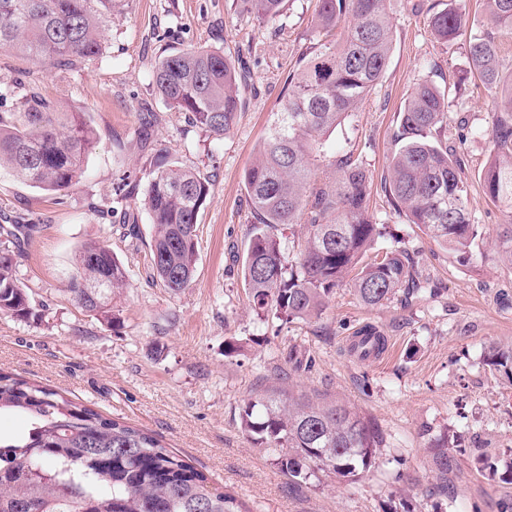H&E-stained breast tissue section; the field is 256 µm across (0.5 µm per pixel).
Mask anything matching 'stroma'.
Returning <instances> with one entry per match:
<instances>
[{
  "label": "stroma",
  "mask_w": 512,
  "mask_h": 512,
  "mask_svg": "<svg viewBox=\"0 0 512 512\" xmlns=\"http://www.w3.org/2000/svg\"><path fill=\"white\" fill-rule=\"evenodd\" d=\"M447 4L389 0L385 75L315 160L322 180L343 154L371 173L369 210L414 256L421 289L370 308L342 286L321 319L287 326L259 319L246 293L242 261L254 219L243 173L289 74L318 41V0H285L271 25L246 13L242 0H123L97 60L64 71L0 53V85L14 89L7 111L34 90L56 111L84 113L96 135L84 175L66 193H40L0 167V243L14 225H31L14 269L39 312L29 320L0 313V371L151 432L250 512H502L512 484L478 471L476 458L512 448V382L483 361L490 345L512 347V266L487 246L504 221L480 184L492 150L491 98L470 73L467 36L439 43L426 19L428 7ZM202 46L231 54L251 74L246 106L220 139L170 109L150 80L164 55ZM423 80L452 91L444 140L461 161L486 236L467 267L409 223L385 188L397 114ZM158 154L212 183L197 226L195 277L181 292L154 278L149 214L119 192L127 182L146 185ZM90 242L108 244L127 272L112 297L111 327L68 290L75 256ZM366 325L387 347L360 361L346 347ZM230 339L246 340L245 352L225 356ZM293 347L314 359L311 371L286 363ZM271 386L348 401L383 437L378 465L354 483L331 474L291 482L240 426L244 402ZM445 428L461 445L449 449L442 471L428 442Z\"/></svg>",
  "instance_id": "stroma-1"
}]
</instances>
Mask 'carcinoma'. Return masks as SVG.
<instances>
[{
    "mask_svg": "<svg viewBox=\"0 0 512 512\" xmlns=\"http://www.w3.org/2000/svg\"><path fill=\"white\" fill-rule=\"evenodd\" d=\"M261 23L277 20L283 0H243ZM118 0H0V51L60 68L102 55L104 27ZM431 31L447 42L470 30L468 59L495 107L492 152L481 175L485 197L502 208L504 224L494 242L498 258L512 264V79L504 83L499 34L512 32V0H486L485 16L468 24L465 0L429 9ZM318 27L341 29L336 43H320L288 81L253 163L245 169L254 218L243 261V278L256 315L284 323L321 318L334 291L347 285L367 307L383 306L401 289L420 287L416 262L400 247L366 260L385 227L370 215L372 180L353 159L337 160L332 181L313 189L314 149L382 80L392 48L388 0H319ZM248 73L216 49L164 56L151 80L167 106L219 139L242 109ZM397 146L388 168L396 207L443 245L458 262L472 261L483 227L471 218V191L460 162L441 134L448 128V101L428 81L418 83L398 113ZM95 135L81 112H55L38 94L22 97L19 111L0 114V166L27 186L67 192L79 182ZM144 189L152 224L150 263L163 287H188L197 260V224L210 180L160 157ZM309 212L294 257L281 250L282 227ZM127 273L103 243H89L75 258L74 299L91 287L86 310L108 326L112 294ZM0 312L38 316L13 271V251L0 252ZM384 336L371 326L354 334L349 353L359 360L378 354ZM485 364L512 376V348L491 346ZM30 421L28 433L0 439V512H248L229 492L161 444L153 434L103 416L60 392L0 373V413ZM240 426L251 442L296 483L319 473L354 482L376 466L381 439L373 423L339 399L310 398L271 390L247 401ZM454 441L443 431L429 448L448 469ZM480 471L512 482L509 459L483 456Z\"/></svg>",
    "mask_w": 512,
    "mask_h": 512,
    "instance_id": "cac0c4a2",
    "label": "carcinoma"
}]
</instances>
